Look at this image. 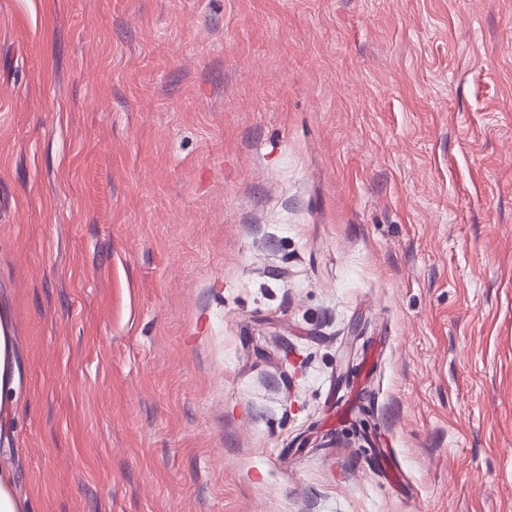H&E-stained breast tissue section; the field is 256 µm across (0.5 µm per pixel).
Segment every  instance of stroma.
I'll list each match as a JSON object with an SVG mask.
<instances>
[{
  "mask_svg": "<svg viewBox=\"0 0 512 512\" xmlns=\"http://www.w3.org/2000/svg\"><path fill=\"white\" fill-rule=\"evenodd\" d=\"M0 308L27 512H512V0H0Z\"/></svg>",
  "mask_w": 512,
  "mask_h": 512,
  "instance_id": "obj_1",
  "label": "stroma"
}]
</instances>
